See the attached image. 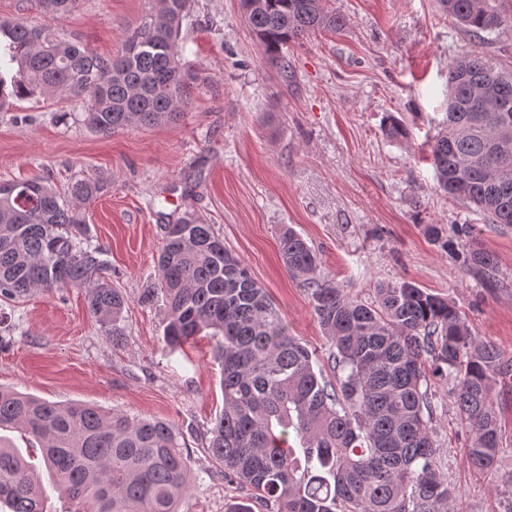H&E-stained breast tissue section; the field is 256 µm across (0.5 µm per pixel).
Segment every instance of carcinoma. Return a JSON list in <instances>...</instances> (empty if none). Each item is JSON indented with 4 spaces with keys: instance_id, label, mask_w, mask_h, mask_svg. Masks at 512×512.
I'll list each match as a JSON object with an SVG mask.
<instances>
[{
    "instance_id": "carcinoma-1",
    "label": "carcinoma",
    "mask_w": 512,
    "mask_h": 512,
    "mask_svg": "<svg viewBox=\"0 0 512 512\" xmlns=\"http://www.w3.org/2000/svg\"><path fill=\"white\" fill-rule=\"evenodd\" d=\"M77 0H34L65 15ZM505 0H441L448 15L478 36L512 21ZM189 0H158L129 32L120 54L105 58L49 28L0 20V110L11 99L80 100L84 123L107 134L179 120L195 77L179 60ZM267 59L288 71L283 48L315 29L340 31L343 17L321 0H240ZM491 87L487 103L475 88ZM512 77L477 50L448 65V112L430 144L438 187L475 206L492 224H512ZM99 181L77 179L62 194L41 179L0 182V297L82 288L104 331L124 335L123 294L112 287L97 248L83 246L81 204ZM450 251L470 237L430 224ZM288 269L305 277L314 314L329 339L327 379L264 288L211 225L187 214L167 226L158 260L167 307L164 339L179 348L208 331L218 338L224 409L208 453L224 480L248 487L271 512H453L454 487L438 464L426 387L457 380L454 404L471 435L468 466L489 472L505 451L495 407L512 357L474 339L465 316L445 298L409 281L381 283L370 304L315 278L317 257L293 229L280 238ZM463 264L496 284L494 256L473 244ZM16 430L21 450L0 435V503L10 512H45L46 490L29 458L40 450L72 512H179L189 495L190 457L172 425L83 404H59L0 388V432ZM295 433L302 456L289 444Z\"/></svg>"
}]
</instances>
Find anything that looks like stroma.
Segmentation results:
<instances>
[{"label":"stroma","mask_w":512,"mask_h":512,"mask_svg":"<svg viewBox=\"0 0 512 512\" xmlns=\"http://www.w3.org/2000/svg\"><path fill=\"white\" fill-rule=\"evenodd\" d=\"M344 17L337 33L290 44V68L263 59L239 0H190L184 62L198 75L180 119L96 133L77 101H11L0 112V181L41 177L58 190L72 178L103 183L86 208L88 245L100 248L124 294L125 334L112 340L89 314L85 292L35 291L0 298V387L51 402L83 403L171 423L187 445L191 492L183 512H228L249 490L226 483L206 449L224 401L215 342L171 350L157 259L166 227L191 212L266 289L292 336L326 362L330 342L307 284L281 259L292 228L314 249L317 277L370 302L382 282L406 280L448 298L473 337L512 355V225L441 191L429 143L448 107V65L476 49L512 74V26L476 37L438 0H323ZM152 0H79L65 16L30 0H0V20L74 36L104 57L121 51ZM408 129L387 137L388 118ZM468 224L497 262L486 287L426 227ZM454 382H435L434 438L462 512H507L512 476V378L499 386L504 455L496 472L467 466L468 430L453 406Z\"/></svg>","instance_id":"35a3bbf8"}]
</instances>
